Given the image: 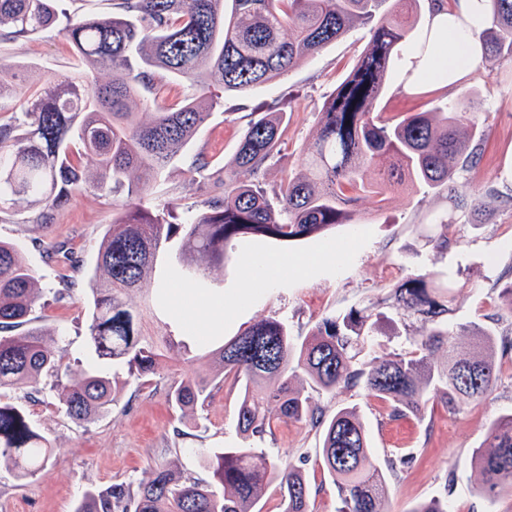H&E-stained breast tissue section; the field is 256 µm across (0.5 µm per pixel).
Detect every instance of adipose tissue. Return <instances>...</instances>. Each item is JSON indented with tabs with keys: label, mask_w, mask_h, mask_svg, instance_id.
I'll use <instances>...</instances> for the list:
<instances>
[{
	"label": "adipose tissue",
	"mask_w": 512,
	"mask_h": 512,
	"mask_svg": "<svg viewBox=\"0 0 512 512\" xmlns=\"http://www.w3.org/2000/svg\"><path fill=\"white\" fill-rule=\"evenodd\" d=\"M485 0H427L424 26L404 56L398 92L420 86L446 89L476 76L482 66Z\"/></svg>",
	"instance_id": "1"
}]
</instances>
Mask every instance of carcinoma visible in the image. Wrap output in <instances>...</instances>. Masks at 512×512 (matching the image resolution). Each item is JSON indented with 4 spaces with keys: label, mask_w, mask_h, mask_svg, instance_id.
Instances as JSON below:
<instances>
[{
    "label": "carcinoma",
    "mask_w": 512,
    "mask_h": 512,
    "mask_svg": "<svg viewBox=\"0 0 512 512\" xmlns=\"http://www.w3.org/2000/svg\"><path fill=\"white\" fill-rule=\"evenodd\" d=\"M388 0H117L105 17L58 12L53 0H0V31L12 37L61 31L86 70L42 84L19 104V114L0 122V211L24 200L39 208L37 220L90 186L119 202L127 213L113 219L90 279L89 343L96 362L79 379L55 389L60 411L74 422L107 412L128 381L102 369L122 365L139 381L156 373L171 337L143 331L144 313H153L161 289L152 287L157 261L180 238L177 273L205 286L210 268L224 269L228 244L245 237L294 241L345 223L354 195H383L405 179L421 188L453 183L454 172L480 159L477 123L460 101L412 113L398 121L376 112L412 28L381 12ZM490 27L483 32L486 53L512 58V0H486ZM359 21L369 27L366 52L324 103L314 148L303 159L305 172L281 184L278 206L255 184L235 178L234 169L260 172L282 142L286 113L266 112L250 121L238 140L232 166H224L223 193L184 224L165 213L140 208L166 167L186 148L220 105L221 92L245 93L288 72L298 61L336 41ZM289 37H283L284 31ZM112 70L102 83L99 69ZM198 89L170 108L141 119L132 103L149 92L166 93L164 78ZM29 71L0 64V100ZM97 159L87 179L82 159ZM146 291L135 311L125 296ZM42 289L17 245L0 240V390L40 389L45 375L61 371L62 358L45 344V333L30 327ZM496 322L512 326V281L500 289ZM452 288L442 273H412L382 302L323 318L304 337L292 335L287 319L268 317L210 352L214 372H188L168 391L172 406L185 411L206 399L213 383L239 387L236 429L245 445L202 453L213 482L203 484L167 467L156 468L137 485L113 484L88 491L75 512H261L270 486L280 512H312L311 488L301 468L282 466L255 445L271 437L280 422H305L321 431L323 468L336 487V512H384L386 471L397 473L416 461L413 453L387 460L381 468L365 427L353 408L330 417L296 382L333 393L362 388L390 406L388 419L423 415L438 400L450 409L483 399L497 385L498 350H512V331L476 322L448 326ZM425 325L416 349L392 359L360 353L386 322L411 318ZM474 337L473 351L460 356L449 337ZM446 352L443 360L435 350ZM278 407L272 417L269 407ZM52 446L22 407L0 403V465L20 480L36 475ZM481 475L478 494L489 504L512 495V413L497 418L474 450ZM409 512H451L448 498L415 504Z\"/></svg>",
    "instance_id": "cac0c4a2"
}]
</instances>
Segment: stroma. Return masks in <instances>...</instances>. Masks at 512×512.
Segmentation results:
<instances>
[{
  "label": "stroma",
  "mask_w": 512,
  "mask_h": 512,
  "mask_svg": "<svg viewBox=\"0 0 512 512\" xmlns=\"http://www.w3.org/2000/svg\"><path fill=\"white\" fill-rule=\"evenodd\" d=\"M369 40L366 26L353 23L335 42L297 64L284 75L249 92L224 93L220 107L196 134L184 156L174 161L154 194L145 200L149 210L174 203L176 222L202 210L217 189V174L230 163L237 141L251 119L269 107L284 108L288 126L279 153L264 172L237 171L239 181L259 184L274 195L288 177L300 171V158L313 146L322 105L345 77ZM0 61L28 68L46 82L74 72V51L57 31L47 30L18 38H0ZM464 100L474 112L482 133L483 155L456 184L468 185L465 211L453 210L447 188L427 190L402 184L386 196L357 195L350 204V221L329 232L277 244L238 240L226 248L224 268L212 272L206 292L194 291L175 301L171 291L181 287L174 251L158 261L159 279L168 287L158 311L159 327L176 341L165 351L158 374L149 382L130 383L117 402L94 421L77 424L57 409L55 376H44L42 390L0 391V401L22 404L32 424L51 443L53 453L44 468L27 480H18L8 466L0 467V512H74L84 493L116 483L146 479L152 467L164 464L204 481L210 469L200 465V448H238L243 441L236 430V390L213 389L203 405L186 411L172 408L166 391L187 367L212 372L206 356L248 326L273 315H284L294 335H306L323 318L388 296L405 275L417 271H445L458 283L453 291L450 324L487 323L499 310L500 286L512 281V59L485 56L477 77L452 90L431 88L418 94L386 92L380 108L384 117L397 119L425 111L429 101ZM209 161L207 170L190 174L196 154ZM36 207L17 202L0 212V240L19 245L43 290L42 303L31 314L33 325L46 334L48 345L79 377L90 364L86 326L89 318V272L96 265L99 244L115 217L110 198L86 190L56 211L49 224L35 221ZM448 224L454 243L448 250L434 249L426 236L434 225ZM64 245L83 261L66 264L48 255L45 244ZM333 251L331 260L306 272L291 271L256 285L242 294L244 266L267 257L288 261ZM67 288L70 298L59 302L57 289ZM222 296L228 304L210 319L211 342L192 339L193 325L185 313L203 296ZM502 377L479 403L458 410L443 403L428 405L424 417L398 421L386 418L383 402L362 389L333 393L306 388V395L326 415L343 407L355 408L368 432L378 459L400 450L416 453L412 469L389 478L385 512H409L416 503L448 497L455 512H512V497L487 504L478 494V473L472 450L480 445L489 425L512 410V358L499 359ZM270 455L300 466L312 490L314 512H335L336 488L321 466V438L305 423L279 424L274 437L265 439Z\"/></svg>",
  "instance_id": "obj_1"
}]
</instances>
